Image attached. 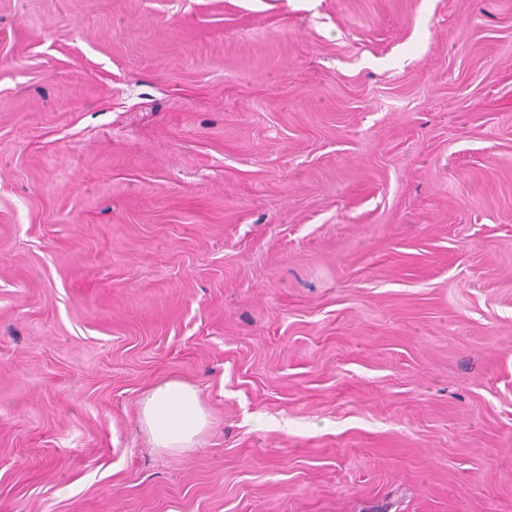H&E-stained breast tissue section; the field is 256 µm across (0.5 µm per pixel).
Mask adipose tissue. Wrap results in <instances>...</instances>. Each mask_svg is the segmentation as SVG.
Returning <instances> with one entry per match:
<instances>
[{"instance_id": "obj_1", "label": "adipose tissue", "mask_w": 512, "mask_h": 512, "mask_svg": "<svg viewBox=\"0 0 512 512\" xmlns=\"http://www.w3.org/2000/svg\"><path fill=\"white\" fill-rule=\"evenodd\" d=\"M209 422L199 389L185 381L160 380L141 396L139 427L163 454L194 451Z\"/></svg>"}]
</instances>
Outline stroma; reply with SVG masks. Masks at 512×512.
I'll list each match as a JSON object with an SVG mask.
<instances>
[{
    "instance_id": "stroma-1",
    "label": "stroma",
    "mask_w": 512,
    "mask_h": 512,
    "mask_svg": "<svg viewBox=\"0 0 512 512\" xmlns=\"http://www.w3.org/2000/svg\"><path fill=\"white\" fill-rule=\"evenodd\" d=\"M0 512H512V0H0ZM139 428L159 452L181 455L196 450L210 422L200 390L185 381L167 378L143 392Z\"/></svg>"
}]
</instances>
